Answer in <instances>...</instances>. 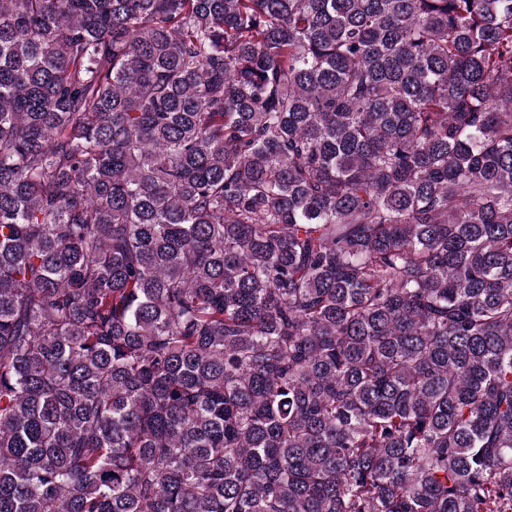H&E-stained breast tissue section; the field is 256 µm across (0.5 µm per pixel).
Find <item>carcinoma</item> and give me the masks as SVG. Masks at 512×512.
<instances>
[{
  "label": "carcinoma",
  "mask_w": 512,
  "mask_h": 512,
  "mask_svg": "<svg viewBox=\"0 0 512 512\" xmlns=\"http://www.w3.org/2000/svg\"><path fill=\"white\" fill-rule=\"evenodd\" d=\"M0 512H512V0H0Z\"/></svg>",
  "instance_id": "cac0c4a2"
}]
</instances>
